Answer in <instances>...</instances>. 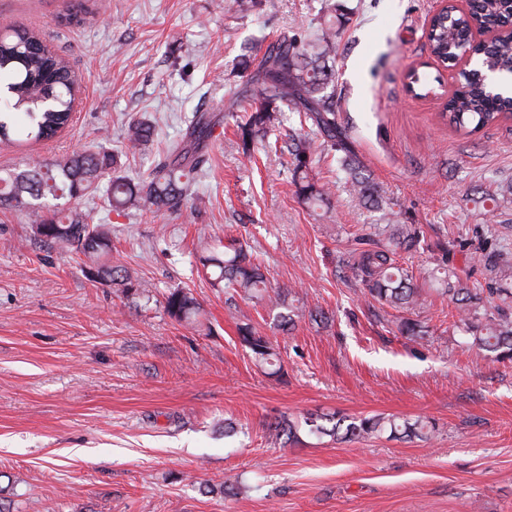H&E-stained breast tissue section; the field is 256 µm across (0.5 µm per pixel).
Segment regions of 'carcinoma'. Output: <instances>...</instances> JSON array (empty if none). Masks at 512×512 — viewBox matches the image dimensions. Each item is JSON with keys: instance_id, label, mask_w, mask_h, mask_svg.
I'll list each match as a JSON object with an SVG mask.
<instances>
[{"instance_id": "cac0c4a2", "label": "carcinoma", "mask_w": 512, "mask_h": 512, "mask_svg": "<svg viewBox=\"0 0 512 512\" xmlns=\"http://www.w3.org/2000/svg\"><path fill=\"white\" fill-rule=\"evenodd\" d=\"M512 20V0H470L466 13L454 12L449 21L438 19L431 31L434 52L450 60L460 45L471 40L472 26H502ZM346 22L339 0H324L320 33L313 39L298 35L283 36L267 46L260 61L247 55L241 66L252 70L251 77L238 95L251 101V110L237 126L243 155L249 157L255 147L279 123L283 113L302 114L310 119L316 131L295 130L283 140L281 150L291 158L292 178L298 195L309 206L325 205L329 200L326 185L311 177L313 155L328 149L339 153L349 192L364 206L382 209L388 224L378 230L379 240L370 248L354 252L353 270L360 278L365 296L393 308L411 311L424 305V288L409 271L394 259L399 250L413 251L421 245L419 228L395 220L391 199L382 185L372 180L363 162L352 154L336 123V102L326 92L335 76L334 56L336 32ZM477 67L463 75L461 86L449 97L442 116L448 124L469 133L475 132L512 114V96L496 91L484 78L492 70L512 75V34L496 37L475 46ZM5 76L7 104L0 111V142L14 141L17 115L24 116L27 137L34 141L53 138L71 121L75 76L66 61L39 36L25 29H11L0 34V76ZM156 125L133 120L127 126V140L134 146L152 141ZM212 126L203 113L189 123L185 140L158 158L149 174L134 181L116 173L117 159L109 151L76 154L51 166L35 163L17 174L0 176V208L37 211L47 199L57 201L56 209L41 217L33 227L34 236L46 245L72 250L86 258L85 273L95 282H103L123 295L143 296L146 289L121 264L104 260L112 251L109 231L87 222L76 210L59 203L61 199H77L98 189L104 174L109 181L104 190L109 211L120 216L133 207L177 213L192 199L196 177L205 170V149L211 139ZM210 270L213 285L224 288V294L248 299H263L268 292L267 279L255 263L250 246L232 242L221 252L201 258ZM502 287L483 295L448 269L443 276L433 272L423 281L435 282L441 294L448 296L455 311V324L466 335L471 346L497 359L512 360V313L492 305L490 297L503 300L512 297V267L498 269ZM288 292H275L272 307L287 313L276 314L279 327L288 332L295 325L299 309L287 303ZM200 306L187 289L175 288L165 297V311L177 322L191 323ZM398 333L410 339L428 335V326L419 319L402 317L397 321ZM238 339L255 364L281 371L279 353L270 339L249 323L237 327ZM308 432L334 441L381 435L385 432L422 436L434 430L424 421L410 423L394 417L372 415L337 417L311 414L304 419ZM298 425L286 419L269 424L277 437L296 436Z\"/></svg>"}]
</instances>
